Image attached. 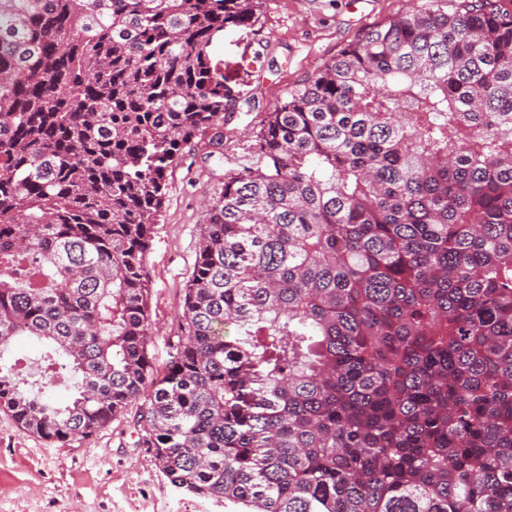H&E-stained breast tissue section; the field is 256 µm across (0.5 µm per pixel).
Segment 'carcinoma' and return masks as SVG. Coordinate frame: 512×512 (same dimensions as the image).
<instances>
[{
  "label": "carcinoma",
  "mask_w": 512,
  "mask_h": 512,
  "mask_svg": "<svg viewBox=\"0 0 512 512\" xmlns=\"http://www.w3.org/2000/svg\"><path fill=\"white\" fill-rule=\"evenodd\" d=\"M418 0L268 113L209 205L157 373L168 172L237 92L258 0H0V409L87 438L135 402L177 488L237 512H512V13ZM41 349V346L35 340L19 338L10 344L8 351L4 354V357L8 359H22L23 366H28L30 380L36 384V388L42 385L37 366V363L40 364Z\"/></svg>",
  "instance_id": "obj_1"
}]
</instances>
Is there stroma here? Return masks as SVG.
Listing matches in <instances>:
<instances>
[{
    "mask_svg": "<svg viewBox=\"0 0 512 512\" xmlns=\"http://www.w3.org/2000/svg\"><path fill=\"white\" fill-rule=\"evenodd\" d=\"M414 0H261L249 28L229 27L213 57L238 97L224 114L223 160L209 136L195 139L168 176V191L146 256L150 278V352L157 369L180 333L183 290L197 257L206 206L224 189V174L247 155L262 122L286 91L353 41ZM260 53L254 69L242 56ZM139 406L88 439L65 443L20 431L0 410V512H228L223 502L174 487L138 448Z\"/></svg>",
    "mask_w": 512,
    "mask_h": 512,
    "instance_id": "35a3bbf8",
    "label": "stroma"
}]
</instances>
